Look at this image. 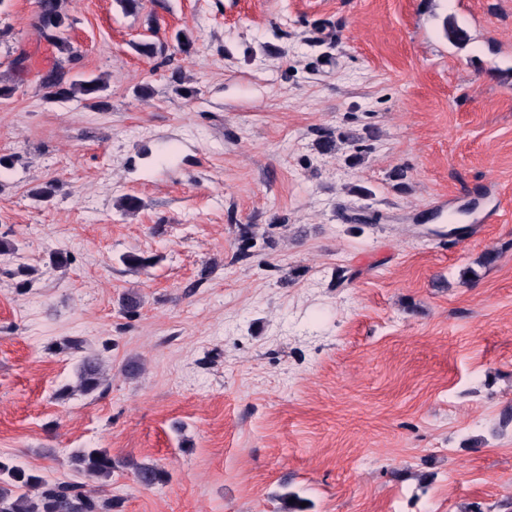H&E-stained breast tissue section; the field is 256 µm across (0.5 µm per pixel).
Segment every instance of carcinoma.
<instances>
[{"instance_id": "cac0c4a2", "label": "carcinoma", "mask_w": 512, "mask_h": 512, "mask_svg": "<svg viewBox=\"0 0 512 512\" xmlns=\"http://www.w3.org/2000/svg\"><path fill=\"white\" fill-rule=\"evenodd\" d=\"M73 19L65 9V0H39L37 26L46 41L58 53L56 63L39 75L46 97L56 101L81 98L92 107L105 110L110 107L106 95L108 81L102 76L84 77L73 73L72 64L80 58L79 50L59 33L70 28ZM58 191L52 182L39 183L29 190L37 202L51 201ZM79 390L92 395L105 384V375L98 357H84L77 372ZM81 480L50 483L43 477L0 459V512H112L110 500L96 496L94 484L112 477L118 461L103 448H80L68 460ZM125 465L133 470L136 480L145 487L162 482L166 472L155 464L137 463Z\"/></svg>"}]
</instances>
